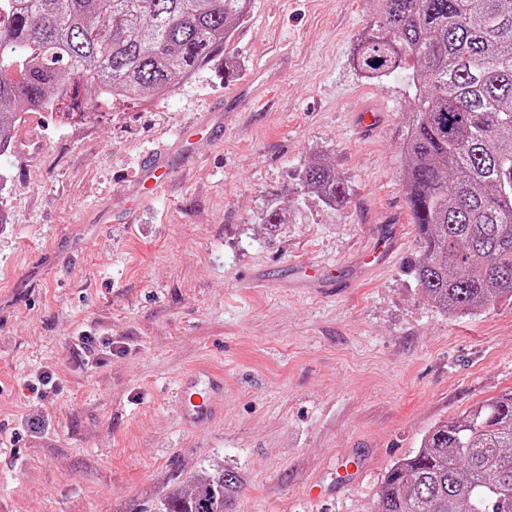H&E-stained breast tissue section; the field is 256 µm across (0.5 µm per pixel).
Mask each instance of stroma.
Segmentation results:
<instances>
[{"instance_id": "stroma-1", "label": "stroma", "mask_w": 512, "mask_h": 512, "mask_svg": "<svg viewBox=\"0 0 512 512\" xmlns=\"http://www.w3.org/2000/svg\"><path fill=\"white\" fill-rule=\"evenodd\" d=\"M375 25L371 0H252L232 78L218 61L93 117L20 114L0 152V512H145L221 467L243 477L236 512H376L434 426L512 391V301L451 317L416 285L401 145L417 61L365 78L353 56ZM213 112L222 139L183 156L179 133ZM154 150L165 187L125 213ZM317 158L341 206L301 194ZM200 365L224 374V415L197 429L177 392Z\"/></svg>"}]
</instances>
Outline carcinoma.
<instances>
[{
    "label": "carcinoma",
    "mask_w": 512,
    "mask_h": 512,
    "mask_svg": "<svg viewBox=\"0 0 512 512\" xmlns=\"http://www.w3.org/2000/svg\"><path fill=\"white\" fill-rule=\"evenodd\" d=\"M377 32L353 61L380 80L413 55L403 181L420 253L415 278L462 316L512 300V0H375ZM251 0H0V151L17 111L68 119L163 97L226 54ZM301 191L329 205L347 186L324 162ZM242 477L220 469L158 512H234ZM377 512H512V391L428 433L387 471Z\"/></svg>",
    "instance_id": "obj_1"
}]
</instances>
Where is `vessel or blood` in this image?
Wrapping results in <instances>:
<instances>
[{"instance_id": "vessel-or-blood-1", "label": "vessel or blood", "mask_w": 512, "mask_h": 512, "mask_svg": "<svg viewBox=\"0 0 512 512\" xmlns=\"http://www.w3.org/2000/svg\"><path fill=\"white\" fill-rule=\"evenodd\" d=\"M167 167L168 155L165 151L148 153L135 180L137 193L144 197L156 194L162 185ZM223 397V375L210 369L198 368L182 380L177 402L185 422L191 427L199 428L212 422L217 405Z\"/></svg>"}]
</instances>
